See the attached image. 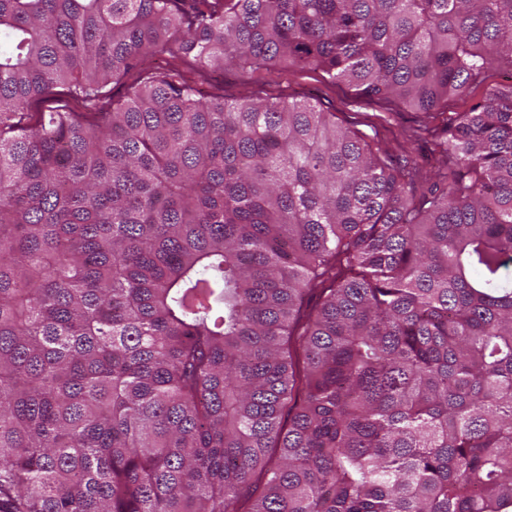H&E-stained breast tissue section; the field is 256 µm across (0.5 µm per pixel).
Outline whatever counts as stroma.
<instances>
[{"label": "stroma", "instance_id": "1", "mask_svg": "<svg viewBox=\"0 0 512 512\" xmlns=\"http://www.w3.org/2000/svg\"><path fill=\"white\" fill-rule=\"evenodd\" d=\"M185 75L206 95L228 101L248 91L264 98L309 101L323 111L335 113L338 122L345 126L377 131L379 145L392 162H410L421 174H430L439 163L433 145L421 136L416 111L400 103H353L348 89L324 80L317 73L288 67L273 76H250L228 65L221 70L189 67Z\"/></svg>", "mask_w": 512, "mask_h": 512}]
</instances>
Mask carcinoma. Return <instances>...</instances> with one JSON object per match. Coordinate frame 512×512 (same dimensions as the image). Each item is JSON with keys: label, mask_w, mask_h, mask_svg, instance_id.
Instances as JSON below:
<instances>
[{"label": "carcinoma", "mask_w": 512, "mask_h": 512, "mask_svg": "<svg viewBox=\"0 0 512 512\" xmlns=\"http://www.w3.org/2000/svg\"><path fill=\"white\" fill-rule=\"evenodd\" d=\"M504 56L512 0H0V512H512V84L436 111ZM184 72L208 96H224L233 101L249 90L264 98L307 100L324 112H335L336 120L345 126L371 134V129L376 128L379 146L388 158L394 164H403L408 158L410 165L423 175L430 174L439 164L433 145L418 130L421 114L401 103H353L352 92L324 80L318 73L288 65L278 75L256 73L250 78L237 67L225 64L224 70L187 67Z\"/></svg>", "instance_id": "carcinoma-1"}]
</instances>
